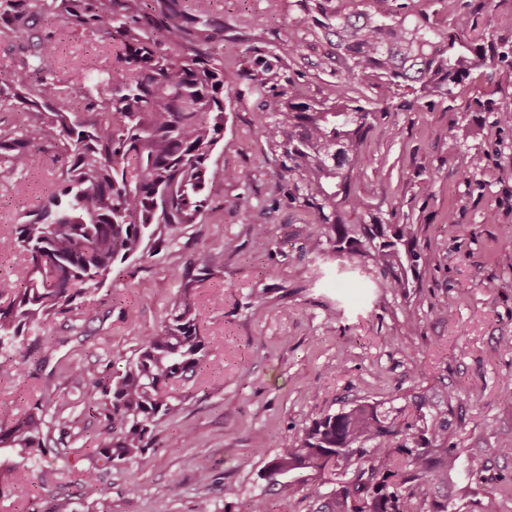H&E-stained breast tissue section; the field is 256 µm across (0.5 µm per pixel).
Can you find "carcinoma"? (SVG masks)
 Segmentation results:
<instances>
[{
  "mask_svg": "<svg viewBox=\"0 0 512 512\" xmlns=\"http://www.w3.org/2000/svg\"><path fill=\"white\" fill-rule=\"evenodd\" d=\"M331 2H319L320 29L336 37V55L351 61L350 73L381 81L384 101L394 85L415 101L452 98L458 85L505 56L471 36L469 13L442 25L415 0ZM55 9V0H0V26L27 32ZM61 18L66 27L107 32L120 65L74 72L66 98L56 101L31 89L51 39L29 35L19 45V68L0 85V100L14 101L28 127L0 130V176L44 165L57 174L54 190L0 232V252L19 251L26 262L22 277L0 285V347H14L0 371L21 370L29 331L84 305L112 284L118 265L168 247L177 230L202 223L213 185L224 180V169L211 163L224 140L230 83L224 24L188 13L183 0H68ZM237 76L261 96L258 129L284 137L279 171L288 196L336 232V254L368 258L383 287L409 294L422 260L413 229L348 219L364 205L353 173L364 162L376 109L345 93L308 100L293 82L282 87L258 55L243 58ZM83 100L94 108L88 119L76 110ZM213 275L211 252L195 250L157 333L142 339L121 372L88 379L87 411L103 418L107 434L87 449L93 468L153 461L156 425L183 410L172 386L206 365L195 290ZM456 404L449 392L426 391L413 397L410 414L357 401L314 421L267 461L249 512H271L272 492L295 495L314 476L332 484L315 512H457L445 489L462 470L481 476L485 456L448 443ZM52 428L38 403L0 422V492L19 467L54 455Z\"/></svg>",
  "mask_w": 512,
  "mask_h": 512,
  "instance_id": "1",
  "label": "carcinoma"
}]
</instances>
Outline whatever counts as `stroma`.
<instances>
[{
  "instance_id": "1",
  "label": "stroma",
  "mask_w": 512,
  "mask_h": 512,
  "mask_svg": "<svg viewBox=\"0 0 512 512\" xmlns=\"http://www.w3.org/2000/svg\"><path fill=\"white\" fill-rule=\"evenodd\" d=\"M188 12L224 25V72L232 76L224 98V139L213 159L224 167L202 224L184 229L159 254L121 265L110 286L79 309L27 336L32 350L20 372L0 373V420L41 402L61 419L54 427L57 456L19 470L0 493V512H48L68 500L72 512H247L263 486L269 457L316 419L348 402L369 399L403 406L434 386L452 391L462 422L451 439L458 448L485 451L480 480L460 476L458 512H479L489 493L512 487V456L494 449L512 436V126L496 113L512 110V57L492 79L458 89L454 99L401 107L394 95L376 112L375 132L354 182L365 206L359 220L410 224L424 256L419 286L409 297L380 285L361 258L339 257L331 232L300 204L289 201L279 176L277 134L257 129L260 98L235 80L244 55L265 54L311 100L345 88L362 105L377 103L376 81L351 77L344 61L317 34L305 0H184ZM444 22L468 12L479 32L512 44V0H423ZM53 35L47 89L61 98L73 68L115 62L101 32L63 27L60 16L34 25ZM493 102L476 112L475 101ZM480 123L468 139L460 125ZM480 155L479 170L469 168ZM42 166L0 179V228L17 223L53 189ZM271 243L255 244L257 225ZM233 241L235 251L224 248ZM210 249L214 277L197 290L207 343V365L176 384L185 408L155 432L157 453L148 466L134 463L96 470L84 455L104 433L101 419L83 414L87 378L122 370L125 359L154 335L181 288L191 253ZM76 426H68V419ZM191 431L190 446L170 447ZM265 438V448L255 446ZM211 480L201 485L198 463Z\"/></svg>"
}]
</instances>
